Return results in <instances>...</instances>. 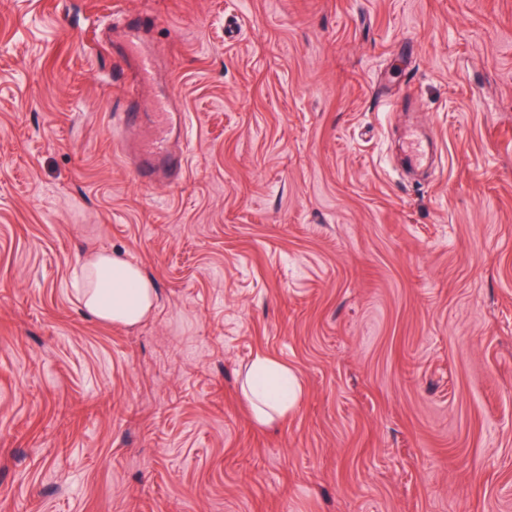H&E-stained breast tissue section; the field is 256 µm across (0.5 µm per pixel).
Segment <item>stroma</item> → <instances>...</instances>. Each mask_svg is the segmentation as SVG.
<instances>
[{"instance_id": "35a3bbf8", "label": "stroma", "mask_w": 512, "mask_h": 512, "mask_svg": "<svg viewBox=\"0 0 512 512\" xmlns=\"http://www.w3.org/2000/svg\"><path fill=\"white\" fill-rule=\"evenodd\" d=\"M115 13L156 61L125 132ZM161 99L185 172L145 187ZM92 250L141 323L84 313ZM0 512H512V0H0ZM435 151L434 142L423 139L417 128L410 129L405 141L404 159L412 169L421 168ZM82 307L103 323L133 326L155 306L157 290L141 268L126 259L99 253L80 265ZM243 397L251 407L254 421L271 425L294 407L297 397L294 376L273 358L257 355L248 366Z\"/></svg>"}]
</instances>
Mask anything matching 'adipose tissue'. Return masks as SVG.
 I'll return each instance as SVG.
<instances>
[{"instance_id": "adipose-tissue-1", "label": "adipose tissue", "mask_w": 512, "mask_h": 512, "mask_svg": "<svg viewBox=\"0 0 512 512\" xmlns=\"http://www.w3.org/2000/svg\"><path fill=\"white\" fill-rule=\"evenodd\" d=\"M80 279L83 309L103 323L135 325L158 299L156 289L141 268L117 256L100 253L86 259L80 266ZM243 396L257 424H273L294 407V376L273 358L256 356L248 366Z\"/></svg>"}]
</instances>
